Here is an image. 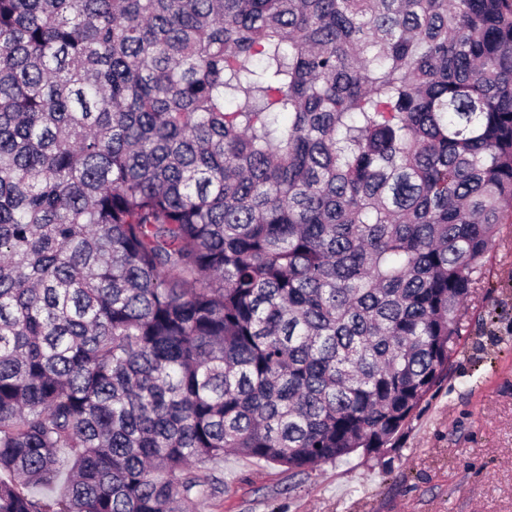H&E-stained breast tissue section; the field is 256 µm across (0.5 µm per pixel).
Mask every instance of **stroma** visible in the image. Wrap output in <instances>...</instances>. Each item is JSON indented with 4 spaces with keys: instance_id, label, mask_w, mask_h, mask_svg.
<instances>
[{
    "instance_id": "obj_1",
    "label": "stroma",
    "mask_w": 512,
    "mask_h": 512,
    "mask_svg": "<svg viewBox=\"0 0 512 512\" xmlns=\"http://www.w3.org/2000/svg\"><path fill=\"white\" fill-rule=\"evenodd\" d=\"M448 379L395 445L305 472L198 467L193 512H512V234L487 259Z\"/></svg>"
}]
</instances>
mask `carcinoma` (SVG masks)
Masks as SVG:
<instances>
[{"instance_id": "obj_1", "label": "carcinoma", "mask_w": 512, "mask_h": 512, "mask_svg": "<svg viewBox=\"0 0 512 512\" xmlns=\"http://www.w3.org/2000/svg\"><path fill=\"white\" fill-rule=\"evenodd\" d=\"M505 224L512 0H0V512L387 446Z\"/></svg>"}]
</instances>
